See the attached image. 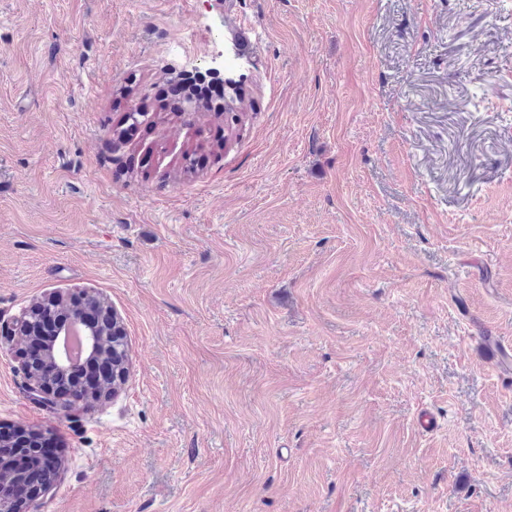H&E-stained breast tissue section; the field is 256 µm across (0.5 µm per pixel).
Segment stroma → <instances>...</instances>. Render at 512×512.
<instances>
[{
    "label": "stroma",
    "mask_w": 512,
    "mask_h": 512,
    "mask_svg": "<svg viewBox=\"0 0 512 512\" xmlns=\"http://www.w3.org/2000/svg\"><path fill=\"white\" fill-rule=\"evenodd\" d=\"M83 290L116 397L0 340L34 512H512V0H0V320ZM117 326L119 327L120 330V335L118 336L117 341L118 343L115 345L114 348L112 347V353L110 354L108 360L112 361V373L115 372L116 376L118 377L116 381H119V379H121L122 382H124L128 372V368L126 366L127 338L120 323ZM46 352L49 364L56 376L66 378L67 373L75 367L65 381L58 383V390H56L51 383L43 380L40 371H33L25 359L23 373L28 381L27 397L38 406L57 411L68 417L74 405L67 404L63 395L71 394L76 387L92 386L99 369L98 364L91 361L77 364L82 358L79 361L73 360L67 352L62 354L57 345L48 346Z\"/></svg>",
    "instance_id": "stroma-1"
}]
</instances>
